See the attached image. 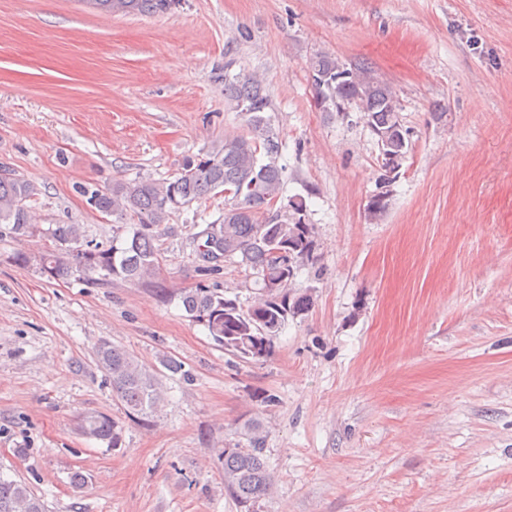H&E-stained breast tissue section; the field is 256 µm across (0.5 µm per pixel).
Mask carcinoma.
Instances as JSON below:
<instances>
[{
    "instance_id": "cac0c4a2",
    "label": "carcinoma",
    "mask_w": 512,
    "mask_h": 512,
    "mask_svg": "<svg viewBox=\"0 0 512 512\" xmlns=\"http://www.w3.org/2000/svg\"><path fill=\"white\" fill-rule=\"evenodd\" d=\"M108 13L129 15L164 14L179 0H86ZM312 83L325 111L355 105L360 120L377 139L383 161L400 164L409 152V130L401 123L396 93L376 70L365 62L349 65L327 55L310 60ZM224 95L245 117L251 136L229 135L224 145L202 157H189L172 180L145 178L116 181L91 195L102 214L133 221L125 238H112V247L102 249L87 240L78 224H59L53 230L55 247L33 257L25 251L13 255L15 263L35 264L39 273L53 279L74 274L91 284L112 279L144 280L156 272L165 254L163 224L174 210L188 207L212 195L224 196V215L194 234L200 271L220 267L204 263L217 252L225 262L246 267L258 291L257 299L243 310L237 299L208 288H190L179 293L181 304L193 321L209 336L241 359L259 360L272 353L274 338L288 319L307 314L312 295L291 287L301 268L317 260L319 243L314 225L307 222L308 206L301 195L282 197L283 169L276 163L279 144L265 112L270 99L262 81L239 73L224 78ZM34 195L29 182L0 176V237L23 240L37 232L27 201ZM390 191L369 196L365 213L371 220L390 206ZM96 362L105 372L113 396L127 413L138 419L156 412L161 399L158 372L141 363L122 347L103 341L95 350ZM83 433L116 448L122 432L118 424L101 413L84 418ZM247 446L226 448L224 490L246 509L257 512L260 502L271 497L274 477L264 448L259 423L243 425ZM0 512H48L44 500L29 486L0 477Z\"/></svg>"
}]
</instances>
